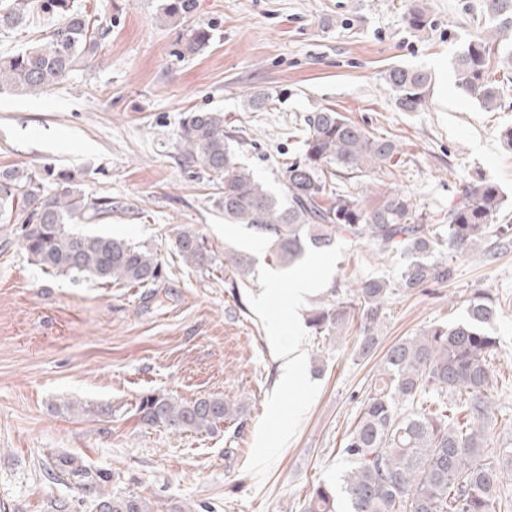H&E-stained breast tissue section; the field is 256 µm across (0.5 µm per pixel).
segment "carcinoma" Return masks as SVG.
Wrapping results in <instances>:
<instances>
[{
	"label": "carcinoma",
	"mask_w": 512,
	"mask_h": 512,
	"mask_svg": "<svg viewBox=\"0 0 512 512\" xmlns=\"http://www.w3.org/2000/svg\"><path fill=\"white\" fill-rule=\"evenodd\" d=\"M193 11L194 0H162L167 19L182 20ZM34 13L55 17V26L24 49L0 55V86L21 93H36L65 79L97 54L107 34L98 18L75 7L74 0H0V32L19 27ZM406 21L415 32L426 29L429 19L422 4H410ZM471 21L479 34L455 59L456 84L491 112L501 107V92L490 69L512 74V0H483ZM213 37L209 24L193 28L182 53L200 52ZM384 81L401 111L418 112L426 106L430 73L393 65ZM234 140L224 130V113L190 112L182 120L180 154L186 164L212 178L214 203L224 219L253 228L280 265L290 267L305 256L307 246L329 247L339 236L366 241L383 255L411 257L397 281L363 279L352 299L309 316L316 333L333 336L348 326V308L356 310L364 354L378 341L394 291L448 281L451 270L439 256L479 253L508 209L497 185L486 181L462 189L448 209L446 224L422 223L404 193L384 192L374 207L364 208L355 195L333 187V177L395 166L398 145L329 107L306 120L303 157L285 166L280 197L238 161ZM110 213L111 200L86 196L65 172L48 166L0 168V224L20 225L21 246L32 262L49 272L102 284H153L162 272L153 252L123 239L68 228ZM173 249L193 267L207 259L203 238L191 228L177 234ZM495 316L491 296L476 291L463 321L430 327L384 352L343 447L348 462L343 492L351 512H503L500 485L505 476L512 477V448L495 449L491 435L490 390L497 378L490 357L497 339L488 335L486 326ZM136 413L145 425L198 433L238 419L242 410L222 396L179 401L155 392L139 398ZM494 451L500 457L496 467L486 462ZM44 478L50 485L80 490L92 499L94 512L153 509L141 495L107 492L104 484L112 473L90 470L69 455L51 460ZM302 512H337L336 489L314 487L303 500Z\"/></svg>",
	"instance_id": "obj_1"
}]
</instances>
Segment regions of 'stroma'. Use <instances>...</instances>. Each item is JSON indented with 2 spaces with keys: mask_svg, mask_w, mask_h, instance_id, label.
I'll return each mask as SVG.
<instances>
[{
  "mask_svg": "<svg viewBox=\"0 0 512 512\" xmlns=\"http://www.w3.org/2000/svg\"><path fill=\"white\" fill-rule=\"evenodd\" d=\"M161 0H75L112 23L95 61L33 96L0 89V168L53 166L86 195L107 197L112 214L81 232L106 233L157 252L165 273L153 288L103 285L51 274L30 261L19 227L0 224V512H93L76 489L48 488L42 466L58 453L112 473V489L152 502L206 503L212 512H300L320 483L341 486L343 445L385 350L398 339L466 317L474 290L489 293L498 316L493 369L494 431L512 441V245L489 235L494 255H454L448 282L393 296L379 344L361 356L355 331L317 335L312 310L347 294L356 281L397 279L406 259L376 256L366 242L336 238L282 269L267 245L229 224L213 203L202 169L184 165L180 124L190 112L220 111L243 136L239 162L273 193L283 163L300 157L313 112L330 107L374 135L397 142L394 172L340 182L365 208L380 193L408 195L428 223H443L464 185L496 183L512 204V91L493 112L456 86L431 91L426 107L400 111L383 76L393 65L433 71L476 35L468 8L481 0H422L431 21L422 33L405 23L410 0H196L175 26ZM213 22L209 48L179 50L193 24ZM253 93L269 95L261 111ZM193 227L205 265H185L173 250ZM253 270L229 271L225 253ZM324 265L325 286L289 313L287 297L267 310L255 301L266 279ZM298 339L307 380L284 391L269 315ZM161 391L191 400L220 395L243 405V424L212 433H176L141 423L139 396ZM84 410L68 414L67 402Z\"/></svg>",
  "mask_w": 512,
  "mask_h": 512,
  "instance_id": "35a3bbf8",
  "label": "stroma"
}]
</instances>
